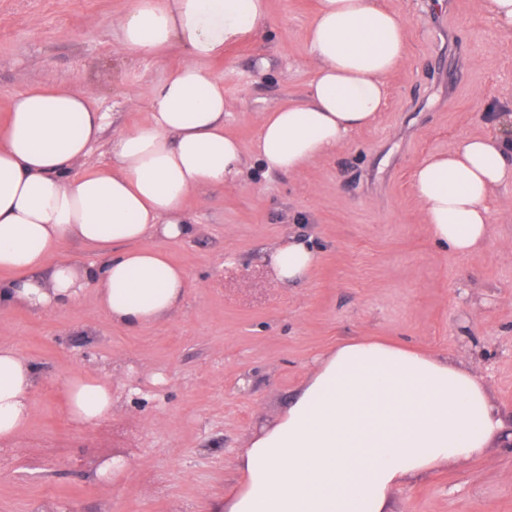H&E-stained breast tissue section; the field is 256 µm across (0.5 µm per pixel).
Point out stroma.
I'll return each mask as SVG.
<instances>
[{
	"instance_id": "stroma-1",
	"label": "stroma",
	"mask_w": 512,
	"mask_h": 512,
	"mask_svg": "<svg viewBox=\"0 0 512 512\" xmlns=\"http://www.w3.org/2000/svg\"><path fill=\"white\" fill-rule=\"evenodd\" d=\"M408 30V60L386 78L371 126L293 174L250 177L186 200L200 231L158 241L186 268L182 309L135 329L93 298L43 315L0 312V343L36 368L32 416L0 442V512H208L239 482V453L275 422L315 361L348 336L445 352L471 368L512 426V182L490 206L492 233L467 257L432 240L412 173L464 136L498 129L512 99V33L477 0H379ZM131 0H0V121L14 93L92 86L108 131L150 117L149 92L184 60L119 54L112 23ZM317 0H268L253 40L207 67L224 83V130L250 149L261 112L302 101ZM296 236L319 254L311 274L271 283L265 257ZM112 385V409L83 425L64 385ZM123 470L103 479L111 459ZM392 512H512V447L456 461L396 490Z\"/></svg>"
}]
</instances>
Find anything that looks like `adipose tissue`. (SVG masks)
<instances>
[{"label":"adipose tissue","mask_w":512,"mask_h":512,"mask_svg":"<svg viewBox=\"0 0 512 512\" xmlns=\"http://www.w3.org/2000/svg\"><path fill=\"white\" fill-rule=\"evenodd\" d=\"M267 0H133L116 21L118 51L188 59L150 93V119L117 130L112 166L78 173L107 116L91 90L44 85L16 93L0 123V310L38 314L93 295L112 324L134 329L176 312L189 279L156 238L199 231L186 206L195 191L240 183V143L224 133V84L206 69L226 46L249 41ZM407 26L378 0H318L308 31L314 77L305 100L263 113L250 151L265 174H292L375 122L386 78L406 57ZM512 181V138L464 137L416 166L412 187L430 232L458 256L491 233L489 204ZM69 237L110 251L101 266L49 264ZM317 263L309 242L274 245L272 282L303 279ZM34 366L0 344V440L30 417ZM67 412L92 424L112 408L111 385L77 374ZM504 429L475 373L447 355L383 339L344 340L318 358L283 415L238 456L241 482L213 512H389L397 489L458 459L484 456Z\"/></svg>","instance_id":"1"}]
</instances>
